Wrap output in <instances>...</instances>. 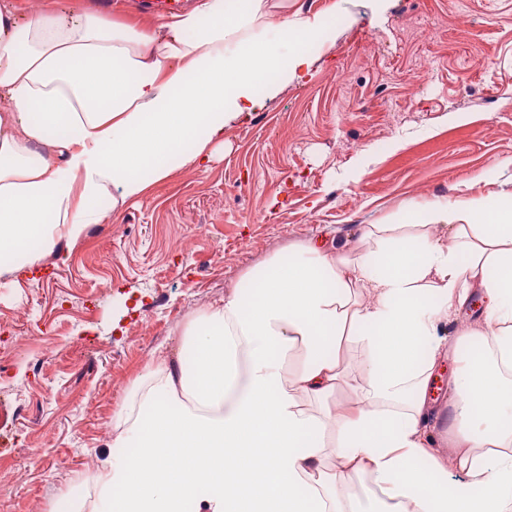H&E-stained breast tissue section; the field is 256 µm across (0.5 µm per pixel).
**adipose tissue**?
Wrapping results in <instances>:
<instances>
[{"mask_svg": "<svg viewBox=\"0 0 512 512\" xmlns=\"http://www.w3.org/2000/svg\"><path fill=\"white\" fill-rule=\"evenodd\" d=\"M322 33L288 0H195L146 23L0 0V275L101 223L97 203L119 212L204 167L262 108L259 74L304 79ZM476 297L484 316L464 320ZM180 336L127 391L68 512H512V197L368 224L349 251L274 253ZM477 340L488 356L455 365L439 430L430 387ZM425 454L454 486L412 468Z\"/></svg>", "mask_w": 512, "mask_h": 512, "instance_id": "adipose-tissue-1", "label": "adipose tissue"}]
</instances>
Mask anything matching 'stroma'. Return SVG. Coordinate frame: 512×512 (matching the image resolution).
<instances>
[{"label":"stroma","mask_w":512,"mask_h":512,"mask_svg":"<svg viewBox=\"0 0 512 512\" xmlns=\"http://www.w3.org/2000/svg\"><path fill=\"white\" fill-rule=\"evenodd\" d=\"M291 2L326 17L309 76L263 78V110L225 129L208 169L89 225L66 264L0 277V328L42 313L0 395V512H54L90 478L154 350L273 252L512 193V0Z\"/></svg>","instance_id":"obj_1"}]
</instances>
